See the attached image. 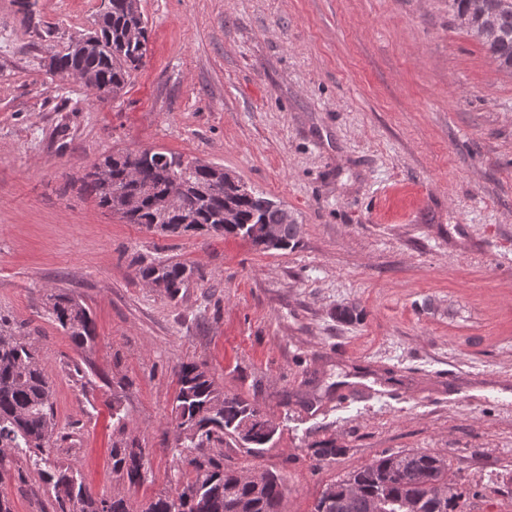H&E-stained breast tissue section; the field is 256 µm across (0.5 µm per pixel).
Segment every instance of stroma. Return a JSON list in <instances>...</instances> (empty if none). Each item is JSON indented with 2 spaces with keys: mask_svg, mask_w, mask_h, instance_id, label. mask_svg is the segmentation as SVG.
Here are the masks:
<instances>
[{
  "mask_svg": "<svg viewBox=\"0 0 512 512\" xmlns=\"http://www.w3.org/2000/svg\"><path fill=\"white\" fill-rule=\"evenodd\" d=\"M30 2L0 0V316L51 382L52 459L130 512L175 488L194 363L277 423L261 457H224L281 474L282 512L387 449L445 457L460 512H512V75L448 0H142L145 63L108 100L43 65L100 0ZM143 149L223 167L288 208L299 244L163 236L82 193L103 156ZM166 260L195 269L174 299L135 275ZM58 293L92 349L50 319ZM117 397L147 453L135 486L112 477ZM5 464L13 512H54L32 461ZM49 315L69 336L74 346L85 351L95 339V327L90 313L81 303L66 294L50 297Z\"/></svg>",
  "mask_w": 512,
  "mask_h": 512,
  "instance_id": "1",
  "label": "stroma"
}]
</instances>
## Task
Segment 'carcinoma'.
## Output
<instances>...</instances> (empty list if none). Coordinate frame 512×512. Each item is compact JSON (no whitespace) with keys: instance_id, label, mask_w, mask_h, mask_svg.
I'll use <instances>...</instances> for the list:
<instances>
[{"instance_id":"obj_1","label":"carcinoma","mask_w":512,"mask_h":512,"mask_svg":"<svg viewBox=\"0 0 512 512\" xmlns=\"http://www.w3.org/2000/svg\"><path fill=\"white\" fill-rule=\"evenodd\" d=\"M125 0H112V16L97 22L88 33L87 46L79 53L65 49L53 52L48 65L52 74L71 68L89 76L87 88L103 86L118 94L142 65L138 47L131 45L133 33L147 38L143 16L126 13ZM458 26L477 39L512 73V0H448ZM110 177L102 180L96 171L87 173L82 191L99 207L118 215L128 224L147 228L156 225L164 233L208 231L240 236L263 251L295 247L302 225L285 221V208L253 189L242 192L217 167L199 161L183 162L170 152L143 150L107 155L100 162ZM183 167L185 181L192 186L207 184L213 190L205 197H190L169 215L154 207V199L166 192L173 166ZM138 168L139 204L123 208L130 187L128 168ZM235 212L236 223H224V211ZM274 224L278 238L268 243L253 234L257 225ZM136 274L162 288L174 299L194 275L181 262L138 263ZM49 315L79 350L95 339L90 313L66 294L50 297ZM178 392L172 406L177 426L186 427L179 436L181 453L192 467L180 486L151 498L150 512H174L180 498L181 512H282L285 483L274 473L260 487L239 478V470L224 464V444L234 442L255 457L278 431L277 424L261 407L239 395L224 393L209 372L194 363L182 365ZM51 388L37 349L0 317V448H8L39 467L52 484L56 512H130L123 498L97 499L84 485L79 471L60 467L49 457L55 433ZM112 441V477L137 485L144 480L137 461L139 441L126 436V424L117 421ZM462 497L449 473L448 461L427 450L384 451L372 462L331 483L322 491L314 512H456Z\"/></svg>"}]
</instances>
